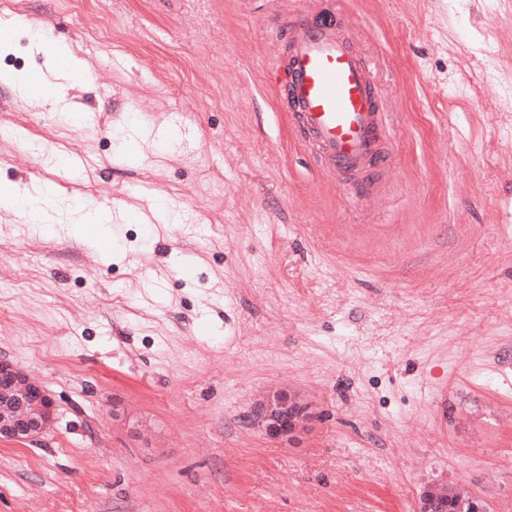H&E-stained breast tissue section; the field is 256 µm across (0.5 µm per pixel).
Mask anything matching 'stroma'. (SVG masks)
Segmentation results:
<instances>
[{
  "mask_svg": "<svg viewBox=\"0 0 512 512\" xmlns=\"http://www.w3.org/2000/svg\"><path fill=\"white\" fill-rule=\"evenodd\" d=\"M335 11L377 64L396 189L292 135L277 29ZM88 71L69 112L0 81V354L55 400L0 443V512H416L428 486L512 512V0H5ZM47 73L31 34L0 73ZM177 127L173 153L129 128ZM111 225L70 235L73 199ZM177 224L145 231L156 204ZM285 392L291 441L249 426ZM54 196V191L49 186L41 187L36 196L27 191L20 192L17 187L0 186V206L12 211H26L29 223L39 228L42 227L40 224L47 221V209L52 205Z\"/></svg>",
  "mask_w": 512,
  "mask_h": 512,
  "instance_id": "1",
  "label": "stroma"
}]
</instances>
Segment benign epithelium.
<instances>
[{
    "instance_id": "1",
    "label": "benign epithelium",
    "mask_w": 512,
    "mask_h": 512,
    "mask_svg": "<svg viewBox=\"0 0 512 512\" xmlns=\"http://www.w3.org/2000/svg\"><path fill=\"white\" fill-rule=\"evenodd\" d=\"M55 402L50 393L10 360L0 357V441L34 440L54 419ZM307 420L295 398L278 392L262 399L251 422L270 439L291 438ZM417 512H448V495L425 488Z\"/></svg>"
}]
</instances>
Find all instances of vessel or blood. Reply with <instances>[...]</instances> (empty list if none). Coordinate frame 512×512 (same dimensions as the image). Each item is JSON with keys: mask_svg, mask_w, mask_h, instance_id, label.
<instances>
[{"mask_svg": "<svg viewBox=\"0 0 512 512\" xmlns=\"http://www.w3.org/2000/svg\"><path fill=\"white\" fill-rule=\"evenodd\" d=\"M283 42L284 99L305 143L334 174L380 158L383 108L359 42L341 33L334 15L310 13L289 22Z\"/></svg>", "mask_w": 512, "mask_h": 512, "instance_id": "1", "label": "vessel or blood"}]
</instances>
